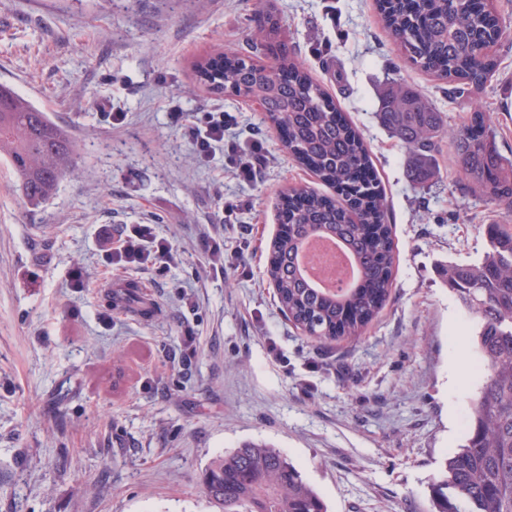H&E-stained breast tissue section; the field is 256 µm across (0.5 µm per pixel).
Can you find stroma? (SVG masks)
<instances>
[{
    "mask_svg": "<svg viewBox=\"0 0 512 512\" xmlns=\"http://www.w3.org/2000/svg\"><path fill=\"white\" fill-rule=\"evenodd\" d=\"M494 8L496 72L460 93L397 51L373 0H0V84L68 130L80 167L30 209L0 159V512H214L203 473L249 441L280 449L328 512H429L477 393L478 318L437 269L478 260L485 226L512 219L457 178L448 145L414 184L378 113L399 84L449 130L486 112L511 154L512 0ZM268 13L278 37L254 44ZM283 48L362 133L385 196L393 285L356 338L306 336L267 275L283 193L335 190L255 102L197 74L218 52L270 65ZM217 105L224 151L196 162L172 112ZM134 224L173 260L112 264ZM210 236L224 239L220 272ZM130 281L150 315L108 301Z\"/></svg>",
    "mask_w": 512,
    "mask_h": 512,
    "instance_id": "stroma-1",
    "label": "stroma"
}]
</instances>
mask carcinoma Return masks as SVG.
Here are the masks:
<instances>
[{
    "label": "carcinoma",
    "instance_id": "cac0c4a2",
    "mask_svg": "<svg viewBox=\"0 0 512 512\" xmlns=\"http://www.w3.org/2000/svg\"><path fill=\"white\" fill-rule=\"evenodd\" d=\"M385 28L398 51L426 71L479 87L495 71L490 54L496 30L490 14L468 0H378ZM215 93L260 103L266 120L288 131V150L322 182L345 196L346 205L310 190L284 196L279 220L288 235L271 244L268 274L279 308L298 329L323 342L356 337L379 314L392 287L395 248L387 208L370 171L363 137L336 108L327 89L287 56L273 65L224 55L198 64ZM389 133L412 156L417 178L435 176L433 153L448 135L457 175L480 198L512 210V158L496 145L486 113L446 132L427 98L401 85L388 88L380 113ZM0 159L15 176L26 206L37 209L77 170L78 150L68 132L46 112L0 85ZM334 238L351 254L360 284L345 294L311 285L298 261L304 241ZM487 249L474 263L450 262L440 275L480 318L474 340L482 383L465 416L464 443L445 463L435 484L432 512H512V228L486 225ZM203 483L218 512H326L320 495L280 450L245 442L214 459Z\"/></svg>",
    "mask_w": 512,
    "mask_h": 512
}]
</instances>
